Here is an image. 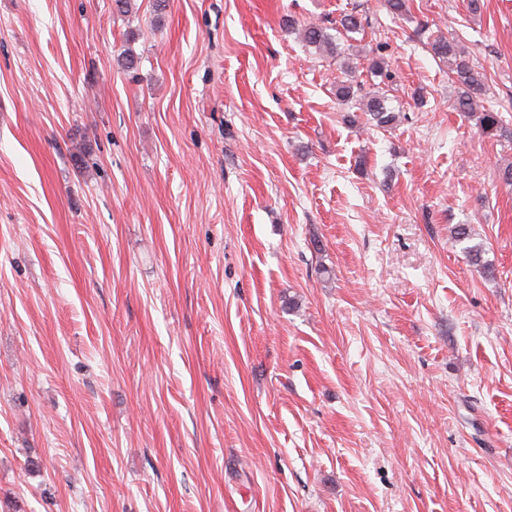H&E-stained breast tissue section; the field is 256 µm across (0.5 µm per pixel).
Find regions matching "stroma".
Masks as SVG:
<instances>
[{"label": "stroma", "mask_w": 512, "mask_h": 512, "mask_svg": "<svg viewBox=\"0 0 512 512\" xmlns=\"http://www.w3.org/2000/svg\"><path fill=\"white\" fill-rule=\"evenodd\" d=\"M480 3L0 0V512H512V0ZM303 40L318 49H323L331 54H337V47L334 39L326 31L313 23L304 25ZM432 51L448 60L452 80L458 84L459 94L455 109L467 117H475L481 136L495 137L502 134L501 116L494 110H480L478 98L485 92V76L478 71L469 58L467 48L456 41L442 37L435 39Z\"/></svg>", "instance_id": "obj_1"}]
</instances>
